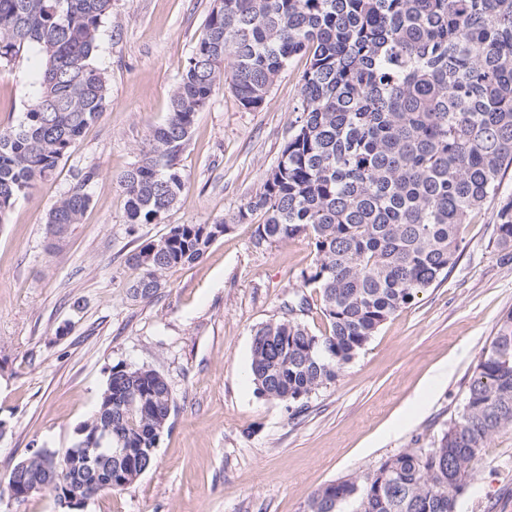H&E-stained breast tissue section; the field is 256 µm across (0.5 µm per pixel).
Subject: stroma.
I'll return each instance as SVG.
<instances>
[{
  "mask_svg": "<svg viewBox=\"0 0 512 512\" xmlns=\"http://www.w3.org/2000/svg\"><path fill=\"white\" fill-rule=\"evenodd\" d=\"M212 6L112 0L94 57L109 82L106 110L0 224V512H69L49 491L13 499L10 473L37 449L73 446L119 363L166 378L171 427L150 469L83 512H305L319 488L371 475L406 449L434 447L512 311V264L492 246L512 169L466 224L446 278L394 313L297 416L258 395L248 370L255 329L280 317L293 292L311 304V331L325 328L319 292L300 278L314 259L307 237L260 251L254 224H237L199 261L163 272L153 297L130 296L139 272L129 252L174 225L235 213L276 166L296 118L306 56L289 62L259 107L244 108L219 86L178 158L176 204L162 223H128L118 179L165 122ZM36 65L30 52L0 66V128L21 119ZM90 168L89 208L49 249V209ZM457 512H512V427L483 448Z\"/></svg>",
  "mask_w": 512,
  "mask_h": 512,
  "instance_id": "obj_1",
  "label": "stroma"
}]
</instances>
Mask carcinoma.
<instances>
[{
  "mask_svg": "<svg viewBox=\"0 0 512 512\" xmlns=\"http://www.w3.org/2000/svg\"><path fill=\"white\" fill-rule=\"evenodd\" d=\"M112 0H0V65L38 54L22 121L0 130V223L16 199L54 174L83 130L104 112L108 79L93 65ZM302 76L294 132L277 165L230 218L177 224L141 244L135 298L162 288V272L199 260L234 224L256 222L266 249L306 235L327 329L313 333L296 293L255 331V391L300 412L398 310L454 263L469 216L512 167V0H221L206 17L165 123L120 177L129 224H160L177 201V160L197 113L226 82L240 104L260 106L296 55ZM91 168L50 209L49 224H78L91 203ZM495 248L512 262V199L497 213ZM137 396L118 416L108 403ZM174 410L156 370L112 367L86 425L112 424L128 454L87 474L97 491H123L126 471L150 468ZM512 426V311L478 361L461 411L433 448H410L372 475L328 484L306 512H456L488 440Z\"/></svg>",
  "mask_w": 512,
  "mask_h": 512,
  "instance_id": "obj_1",
  "label": "carcinoma"
}]
</instances>
